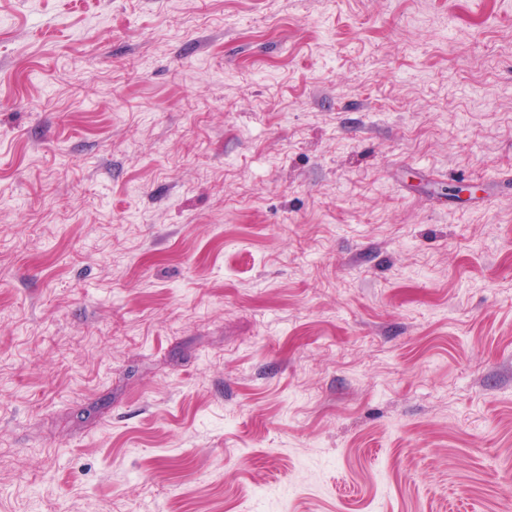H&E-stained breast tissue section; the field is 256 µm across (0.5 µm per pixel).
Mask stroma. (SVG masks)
Segmentation results:
<instances>
[{"label":"stroma","mask_w":512,"mask_h":512,"mask_svg":"<svg viewBox=\"0 0 512 512\" xmlns=\"http://www.w3.org/2000/svg\"><path fill=\"white\" fill-rule=\"evenodd\" d=\"M511 502L512 0H0V512Z\"/></svg>","instance_id":"35a3bbf8"}]
</instances>
